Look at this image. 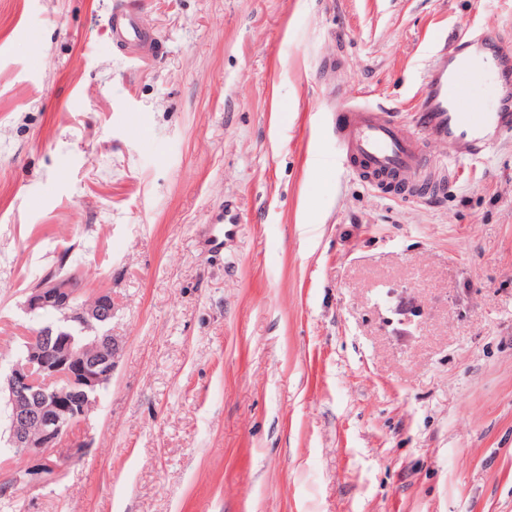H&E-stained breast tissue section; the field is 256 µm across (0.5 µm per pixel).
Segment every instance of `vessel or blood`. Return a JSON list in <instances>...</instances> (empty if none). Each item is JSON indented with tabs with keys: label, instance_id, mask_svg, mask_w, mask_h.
Here are the masks:
<instances>
[{
	"label": "vessel or blood",
	"instance_id": "1",
	"mask_svg": "<svg viewBox=\"0 0 512 512\" xmlns=\"http://www.w3.org/2000/svg\"><path fill=\"white\" fill-rule=\"evenodd\" d=\"M112 39L140 61L154 58L159 44L122 2L112 12ZM477 88L488 91L487 105L476 106ZM417 112L410 127L373 104H337L333 131L341 164L382 194L415 200L444 190L461 162L479 158L512 132V50L483 34L440 53L425 71ZM430 144L449 148L441 164H429Z\"/></svg>",
	"mask_w": 512,
	"mask_h": 512
}]
</instances>
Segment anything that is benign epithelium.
<instances>
[{
  "mask_svg": "<svg viewBox=\"0 0 512 512\" xmlns=\"http://www.w3.org/2000/svg\"><path fill=\"white\" fill-rule=\"evenodd\" d=\"M86 293L75 272L46 276L29 289L24 309L50 312L57 323L30 332L27 354L0 372V401L7 410L3 431L10 448L24 461L13 471L12 485L39 487L54 479L50 460L61 438L89 421L92 397L112 379L119 341L107 331L91 354L66 328L90 329L112 320V289L95 292V302H81Z\"/></svg>",
  "mask_w": 512,
  "mask_h": 512,
  "instance_id": "7a95c632",
  "label": "benign epithelium"
}]
</instances>
